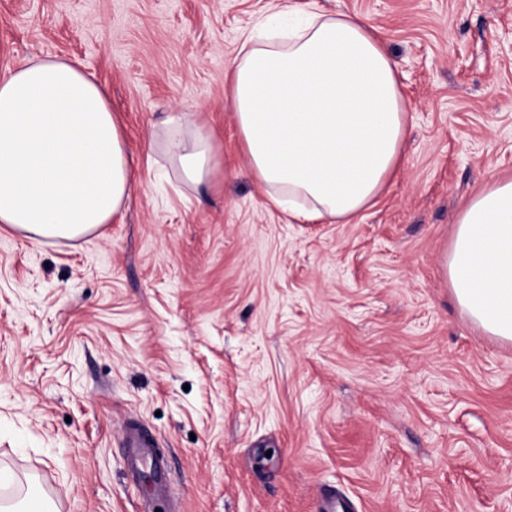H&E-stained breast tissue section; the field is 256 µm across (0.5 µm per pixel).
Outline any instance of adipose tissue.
Instances as JSON below:
<instances>
[{"mask_svg":"<svg viewBox=\"0 0 512 512\" xmlns=\"http://www.w3.org/2000/svg\"><path fill=\"white\" fill-rule=\"evenodd\" d=\"M305 24L279 38L245 32L227 69V104L268 201L289 217L348 224L396 171L408 135L397 65L373 26L287 0ZM161 139L187 186L210 181L212 138L192 113H168ZM123 130L80 63L28 59L0 75V224L33 242L73 240L111 223L128 200ZM454 297L488 334L512 341V178L470 199L446 260Z\"/></svg>","mask_w":512,"mask_h":512,"instance_id":"ef3b65f1","label":"adipose tissue"}]
</instances>
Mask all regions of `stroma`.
I'll return each instance as SVG.
<instances>
[{"label": "stroma", "mask_w": 512, "mask_h": 512, "mask_svg": "<svg viewBox=\"0 0 512 512\" xmlns=\"http://www.w3.org/2000/svg\"><path fill=\"white\" fill-rule=\"evenodd\" d=\"M366 16L408 106L405 158L348 224L270 208L225 102L269 0H0V72H93L127 135L121 217L37 243L0 226V468L57 512H512V343L448 282L456 218L512 178V0H316ZM195 113L212 180L147 134ZM146 428L156 497L125 471ZM127 448H137L130 456V465L145 469L151 485L160 491L169 487V473L164 463L156 460L154 455L155 441L148 434L131 431L126 438Z\"/></svg>", "instance_id": "1"}]
</instances>
